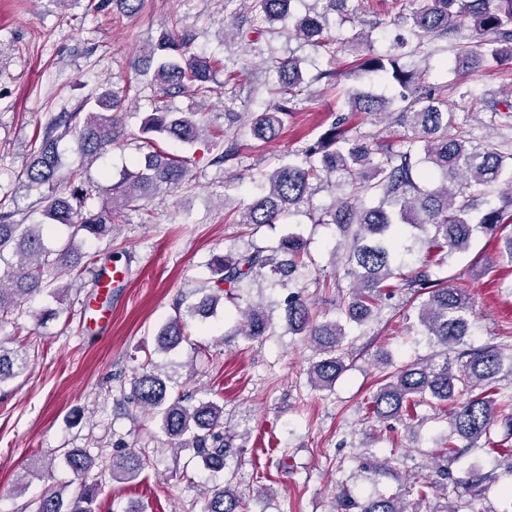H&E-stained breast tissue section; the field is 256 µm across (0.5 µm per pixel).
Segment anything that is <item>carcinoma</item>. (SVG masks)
Instances as JSON below:
<instances>
[{
	"label": "carcinoma",
	"instance_id": "carcinoma-1",
	"mask_svg": "<svg viewBox=\"0 0 512 512\" xmlns=\"http://www.w3.org/2000/svg\"><path fill=\"white\" fill-rule=\"evenodd\" d=\"M236 1L268 24L265 32L299 40L332 57L350 47L359 56L357 73L382 74L404 90L398 100L362 90L351 92L347 100L350 111L390 117L407 130L396 142H355L347 136L346 118H340L305 148L302 158L266 175L262 194L242 208L238 223H283L307 203L315 182L340 191L332 209L317 220L335 225L347 242L346 251L334 255L349 278L348 292L337 304V317L318 318L299 294L285 300L288 330L306 336L315 350L309 382L316 390H330L345 371L349 355L345 324L361 325L373 319L383 300L398 288L420 299L417 323L441 351L389 373L370 398L369 414L378 422L402 421L417 406L451 402L448 447L438 452L445 461L436 471L439 481L418 487L417 494L423 498L433 487L443 491L441 501L429 512H473L472 501L496 477L474 474L466 482L469 496L458 493L450 498L448 487L456 490L460 481L446 461L457 457L460 441L466 448H475L481 439L491 440L492 430L498 427L512 436V390L496 385L502 376L512 379V348L493 344L464 350L454 361L448 358V352L468 335L473 301L467 289L448 285L442 273L450 258L469 250L478 233L496 242L500 259L512 266V230H508L512 227V88L504 92V101L483 100L468 87L458 92V100H450L441 90L424 85L401 59L429 56L430 46L459 29L467 18L472 34L460 37L452 47L453 70H475L489 60L511 61L512 0H425L422 7L399 19L407 36L384 54L370 50L366 33L343 39L331 35L328 13L348 10L350 0H321L323 11L302 17L293 15V0H224V5ZM271 63L279 77L280 98L250 119L253 136L262 141L278 136L290 104L302 94L305 83L300 58L275 57ZM219 64L220 60L194 51L192 38L179 29L176 18L161 28L144 56L145 70H153L149 85L158 100L181 90L207 97ZM126 98L127 90L108 89L95 97L85 117L63 113L46 123L30 161L18 175L26 191L38 194L44 221L20 224L13 214L0 213V323L29 296L46 292L59 300L68 291V286L44 279L47 266L63 272L78 266L95 271L96 255L81 252L76 238L110 233L125 210L138 207L163 186L178 187L188 176L186 160L161 151L155 143L169 137L193 145L207 129L197 119L199 112H170L157 104L141 129L150 151L136 170L111 186L107 203L94 207L91 191L75 184L78 173L64 166L59 142L72 136L75 150L96 162L112 144L118 128L116 113ZM459 100L483 105L497 133L479 139L457 124ZM61 184L70 186L69 192L57 191ZM57 224L71 229L70 241L50 251L44 231ZM418 244L426 248V256L406 272L404 256L414 254ZM308 259L306 242L295 233L269 251L250 247L220 257L214 263L216 291L189 307L188 314L206 317L222 298L241 299L245 289L260 286L269 276L286 287ZM244 304L239 309L238 331L260 340L273 329L272 316L261 302ZM186 336L187 322L178 309L160 327L157 351L172 350ZM29 364L25 348L8 347L0 340V385L18 377ZM127 400L139 413L159 418L170 449L191 446L206 469H230L235 436L224 430V406L212 399L192 403L184 396H171L162 368L152 362L134 378ZM63 456L78 477L99 467L116 481L137 478L150 463L134 450L115 453L107 460L81 448L68 449ZM67 488L60 484L46 491L34 501V512H96V486L85 483L68 499L64 497ZM338 508L340 512H407L399 493L363 500L344 494ZM203 512L249 510L227 480L206 488Z\"/></svg>",
	"mask_w": 512,
	"mask_h": 512
}]
</instances>
